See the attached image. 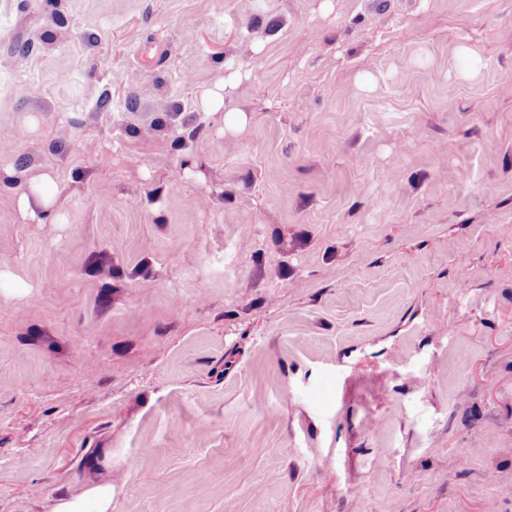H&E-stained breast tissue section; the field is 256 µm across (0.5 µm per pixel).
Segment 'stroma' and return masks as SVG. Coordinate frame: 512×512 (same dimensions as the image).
I'll return each instance as SVG.
<instances>
[{"mask_svg":"<svg viewBox=\"0 0 512 512\" xmlns=\"http://www.w3.org/2000/svg\"><path fill=\"white\" fill-rule=\"evenodd\" d=\"M98 484L512 512V0H0V512Z\"/></svg>","mask_w":512,"mask_h":512,"instance_id":"1","label":"stroma"}]
</instances>
